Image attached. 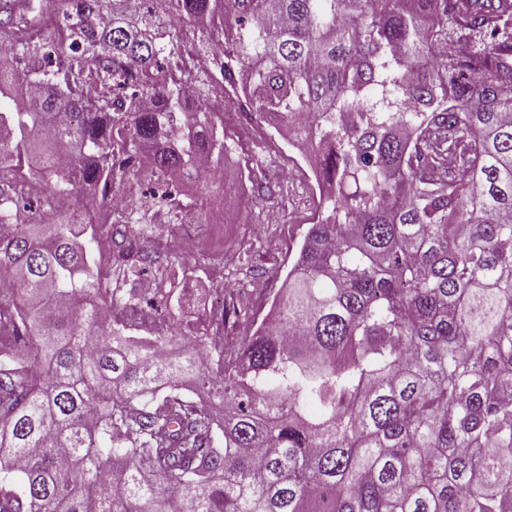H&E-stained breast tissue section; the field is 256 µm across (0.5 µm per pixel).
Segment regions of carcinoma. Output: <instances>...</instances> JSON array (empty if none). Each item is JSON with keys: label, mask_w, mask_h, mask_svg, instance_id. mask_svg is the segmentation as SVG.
Returning <instances> with one entry per match:
<instances>
[{"label": "carcinoma", "mask_w": 512, "mask_h": 512, "mask_svg": "<svg viewBox=\"0 0 512 512\" xmlns=\"http://www.w3.org/2000/svg\"><path fill=\"white\" fill-rule=\"evenodd\" d=\"M166 2L74 0L55 51L95 97L0 62V512H512V0ZM35 10L0 4V36ZM181 21L324 189L229 360L147 216L131 236L80 195L114 214L143 168L221 163L224 113L188 110L159 34Z\"/></svg>", "instance_id": "carcinoma-1"}]
</instances>
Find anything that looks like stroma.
<instances>
[{
    "label": "stroma",
    "instance_id": "1",
    "mask_svg": "<svg viewBox=\"0 0 512 512\" xmlns=\"http://www.w3.org/2000/svg\"><path fill=\"white\" fill-rule=\"evenodd\" d=\"M224 109L229 117L224 122L223 186L205 190L192 180L180 194L184 211L196 216L204 247L186 240L163 209L149 213L156 233L146 246L160 258L175 255L185 263L197 296V315L207 316L226 294L246 308V317L224 325L225 347L237 348L254 321L267 315L319 197L294 162L296 148L263 121L240 111L236 97H227ZM213 207L222 211V224L208 223ZM270 208L282 213L283 223H265Z\"/></svg>",
    "mask_w": 512,
    "mask_h": 512
}]
</instances>
